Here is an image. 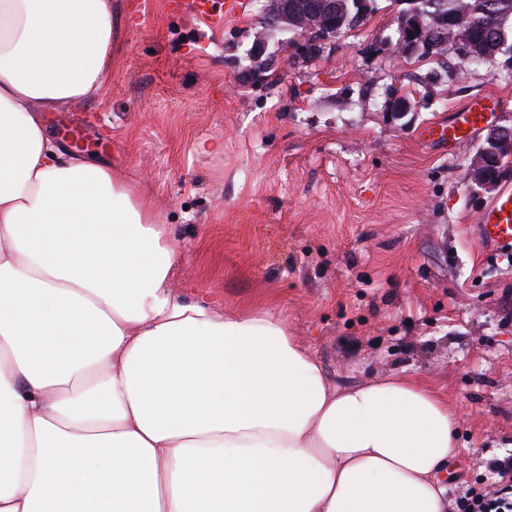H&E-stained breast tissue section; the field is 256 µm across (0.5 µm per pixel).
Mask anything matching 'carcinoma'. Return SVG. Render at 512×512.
<instances>
[{
    "label": "carcinoma",
    "instance_id": "1",
    "mask_svg": "<svg viewBox=\"0 0 512 512\" xmlns=\"http://www.w3.org/2000/svg\"><path fill=\"white\" fill-rule=\"evenodd\" d=\"M361 0H336L340 10L338 27L351 30L375 10L360 12ZM397 13L410 9L430 23L431 45L427 55L437 65L448 67V50H453L456 69L463 73L484 66L483 57L492 53L509 55L512 61V0H389Z\"/></svg>",
    "mask_w": 512,
    "mask_h": 512
}]
</instances>
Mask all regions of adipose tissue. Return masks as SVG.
Masks as SVG:
<instances>
[{
    "instance_id": "obj_1",
    "label": "adipose tissue",
    "mask_w": 512,
    "mask_h": 512,
    "mask_svg": "<svg viewBox=\"0 0 512 512\" xmlns=\"http://www.w3.org/2000/svg\"><path fill=\"white\" fill-rule=\"evenodd\" d=\"M121 34L112 0H0V512H448L437 391L330 386L274 313L180 297L147 200L46 137Z\"/></svg>"
}]
</instances>
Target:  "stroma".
Returning a JSON list of instances; mask_svg holds the SVG:
<instances>
[{
  "instance_id": "35a3bbf8",
  "label": "stroma",
  "mask_w": 512,
  "mask_h": 512,
  "mask_svg": "<svg viewBox=\"0 0 512 512\" xmlns=\"http://www.w3.org/2000/svg\"><path fill=\"white\" fill-rule=\"evenodd\" d=\"M124 23L112 79L82 105L43 115L50 137L106 165L171 229L172 287L227 315L266 309L350 386L398 376L447 398L460 417L443 483L490 487L512 458V263L481 250L494 196L473 194L468 158L420 141L428 124L492 93L512 120V80L490 67L422 92L432 63L397 56L386 0L328 40L319 59L278 35L250 49L264 0L213 33L164 0H115ZM410 91L403 116L393 88Z\"/></svg>"
}]
</instances>
